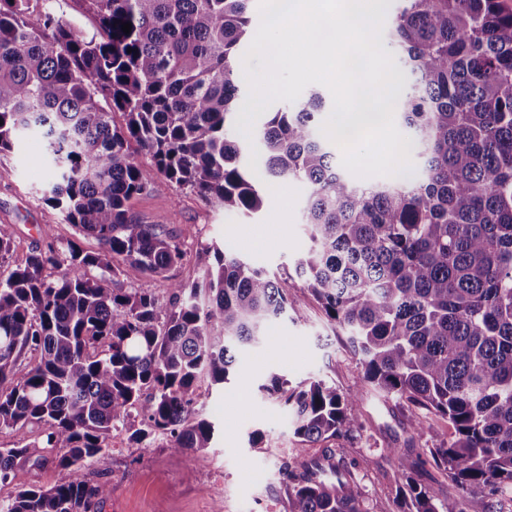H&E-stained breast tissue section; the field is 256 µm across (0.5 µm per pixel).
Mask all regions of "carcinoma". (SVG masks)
<instances>
[{
    "label": "carcinoma",
    "mask_w": 512,
    "mask_h": 512,
    "mask_svg": "<svg viewBox=\"0 0 512 512\" xmlns=\"http://www.w3.org/2000/svg\"><path fill=\"white\" fill-rule=\"evenodd\" d=\"M29 2L0 0V153L39 131L45 203L99 248L34 250L0 276V428L45 427L42 448L73 473L108 470V438L123 427L137 444L167 435L173 451L204 457L215 426L196 416L197 381L228 380L237 352L262 343L294 301L244 245L213 248L201 277L177 279L181 237L141 222L129 202L177 185L249 216L267 190L297 182L308 245L294 273L347 334L362 383L416 408L413 433L424 411L452 429L414 454L392 450L398 512H501L497 493L512 487V8L401 0L387 33L411 80L393 101L420 164L361 185L320 132L317 92L259 128L251 169L233 118L252 0H83L99 28L91 37ZM133 144L156 179H144ZM122 262L166 281L172 305L118 287ZM27 352L38 361L19 377ZM259 390L304 444L283 465L290 512H368L358 461L340 448L306 454L360 429V391L278 374ZM30 458L0 448V481L16 486L0 512H92L109 493L80 477L31 486L19 466ZM427 467L456 494L423 484Z\"/></svg>",
    "instance_id": "cac0c4a2"
}]
</instances>
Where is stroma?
<instances>
[{
    "label": "stroma",
    "instance_id": "obj_1",
    "mask_svg": "<svg viewBox=\"0 0 512 512\" xmlns=\"http://www.w3.org/2000/svg\"><path fill=\"white\" fill-rule=\"evenodd\" d=\"M30 8L73 22L86 36L97 29L83 0H31ZM48 181L38 135L23 137L11 152L0 153V225L13 239L7 267L23 264L35 248L61 249L72 240L88 250L97 247L94 239L79 238L75 227L46 205ZM304 194L297 183L274 188L264 210L249 217L224 213L182 187L143 194L130 207L142 222L184 236L186 257L176 275L190 282L208 263L205 248L211 243L246 245L251 262L278 274L291 267L297 248L305 244ZM288 293L295 300L293 310L270 325L261 345L239 356L226 383L214 385L204 377L198 381L203 398L198 411L216 428L213 448L200 459L189 451L173 453L169 437H154L141 448L121 432L105 476L111 491L97 512H288L282 466L294 457L299 442L284 407L258 390L274 373L294 382L320 378L342 393L361 391L360 437L335 439L331 445L359 462L357 482L370 512H396L389 449L412 451L425 441L447 437L448 422L426 415L424 435L413 434L405 403L362 384V367L345 336L326 320L302 280L289 278ZM255 430L262 434L257 448L249 443Z\"/></svg>",
    "mask_w": 512,
    "mask_h": 512
}]
</instances>
